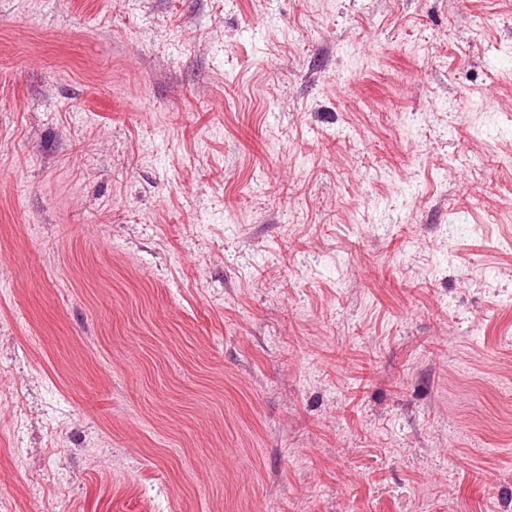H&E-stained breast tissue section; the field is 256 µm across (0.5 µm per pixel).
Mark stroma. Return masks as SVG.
Here are the masks:
<instances>
[{
    "instance_id": "stroma-1",
    "label": "stroma",
    "mask_w": 512,
    "mask_h": 512,
    "mask_svg": "<svg viewBox=\"0 0 512 512\" xmlns=\"http://www.w3.org/2000/svg\"><path fill=\"white\" fill-rule=\"evenodd\" d=\"M0 512H512V0H0Z\"/></svg>"
}]
</instances>
